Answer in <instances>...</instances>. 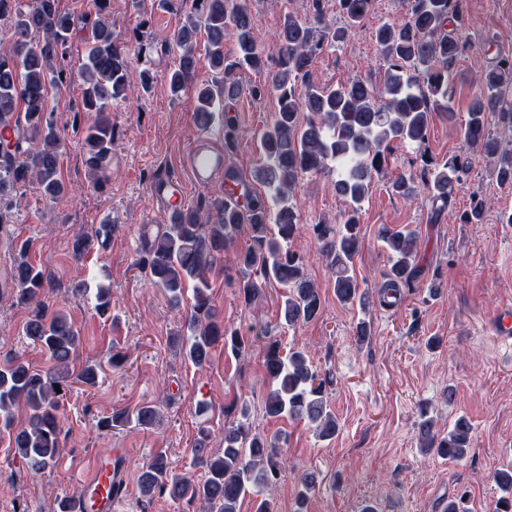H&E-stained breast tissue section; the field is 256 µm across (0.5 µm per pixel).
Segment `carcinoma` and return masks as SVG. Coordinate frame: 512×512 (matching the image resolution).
I'll return each instance as SVG.
<instances>
[{"label":"carcinoma","instance_id":"1","mask_svg":"<svg viewBox=\"0 0 512 512\" xmlns=\"http://www.w3.org/2000/svg\"><path fill=\"white\" fill-rule=\"evenodd\" d=\"M21 0H0V16L13 17L10 48L0 53V126L16 132L14 140L0 143V203L14 190L35 184L40 195L57 202L68 194L59 176V136L49 107L48 92L68 86L74 78L83 84L82 111L93 114L85 128L86 165L92 186L101 189L109 181L114 143L112 102L128 99L129 54L126 42L112 23L95 22L87 59L78 72L64 66L72 26L71 14L61 11L57 0H35L23 9ZM344 25L334 26L315 7L304 21L293 13L284 16L276 31L280 44L276 71L269 84H252L255 99L273 96L278 110L261 136V158L253 181L231 178L224 197L202 199L178 213L167 223L156 225L153 236L141 238L139 265L152 285L168 295L172 306L180 307L187 287L194 302L183 322L179 354L197 368L210 363L212 350L241 355L246 341L238 329L217 318L208 294L209 276L224 251L243 232L249 243L237 253L242 277L238 296L246 307L257 300L260 289L276 283L286 289L280 320L293 327L322 314L321 289L305 274V259L288 247L299 229V214L292 192L304 175H321L334 162L340 174L332 183L337 195L349 207L342 215L343 229L331 224H314L312 233L320 243V255L332 271L336 299L349 304L358 297L353 274L360 251V204L375 177L388 165L394 142L423 144L429 136L432 113L454 117L455 64L468 42L448 25L459 20V0H414L410 18L402 23H384L375 30L382 48L385 69L383 86L355 78L336 87L319 84L311 71L313 59L349 30L362 24L370 13L372 0H338ZM235 36L236 56H224V34ZM177 49L169 74L170 90L177 95L194 88L196 122L211 123L217 112L216 97L235 99L239 82L226 78L233 72H258L265 68L253 13L247 0H194V12L187 15L174 34ZM215 72L211 85H193L199 63V47ZM483 91L468 106L461 128L463 141L473 150L497 158L496 179L512 185V149L488 128V116L497 113L512 130V107L504 108L508 84L512 83V57L499 56L481 77ZM306 121L300 122V114ZM31 140L36 147L23 149ZM465 159L455 157L434 164L432 178L420 188L403 175L392 183V192L414 201L427 193L431 205L450 204L455 188L468 173ZM270 190L271 196L257 195L252 182ZM116 225L100 224L93 235L78 232L71 238L73 257L80 260L91 248L107 249ZM378 238L391 254L381 296L394 306L400 286L416 278L418 237L413 230H394L385 225ZM30 243L23 242L14 260L13 283L17 301L31 309L25 335L44 352L48 370H35L14 356L0 364V433L9 437L14 455L24 460L36 475L55 465L64 444L61 439L62 391L68 388L70 365L81 344V336L67 313L46 302L42 271L29 261ZM269 390L263 413L270 418L287 416L314 426L321 439H331L339 424L330 410L323 382L318 380L307 352L291 347L283 352L282 342L268 341L263 362ZM26 409L27 421L14 427L13 409ZM241 421L224 430V448H209V430L200 428L192 448L193 466L202 471L198 479L176 472L163 454H155L140 468L138 488L143 498L165 496L174 502L197 503L200 512H239L250 495L275 491L281 467V444L285 439L253 431L250 410L242 404ZM157 405L144 402L133 412L118 411L103 426L134 421L149 429L156 425ZM417 437L421 450L450 461L465 459L471 450L472 425L464 417L446 433L436 429L429 407L420 410ZM496 480L505 495L497 501V512H512V471L499 472ZM313 471L301 474L294 512H308L309 494L315 487Z\"/></svg>","mask_w":512,"mask_h":512}]
</instances>
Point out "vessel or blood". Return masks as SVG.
<instances>
[{
  "label": "vessel or blood",
  "instance_id": "obj_1",
  "mask_svg": "<svg viewBox=\"0 0 512 512\" xmlns=\"http://www.w3.org/2000/svg\"><path fill=\"white\" fill-rule=\"evenodd\" d=\"M183 166L191 176L183 182L174 176H163L151 187L154 199L165 205L167 212H175L187 201L188 185L207 188L227 175L224 145L217 135L197 138L183 157ZM124 489L123 458L110 451L95 456L89 473L80 480L70 501V512H116Z\"/></svg>",
  "mask_w": 512,
  "mask_h": 512
}]
</instances>
